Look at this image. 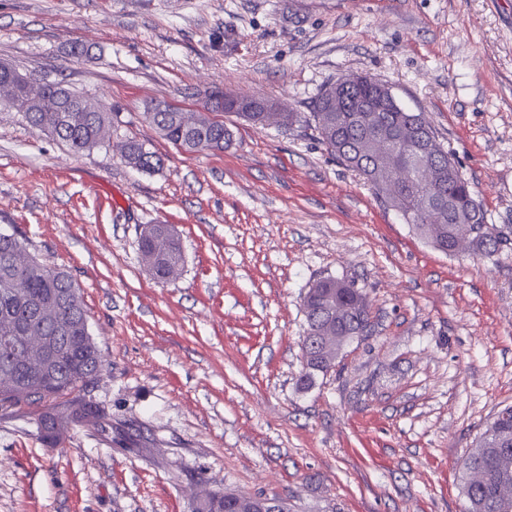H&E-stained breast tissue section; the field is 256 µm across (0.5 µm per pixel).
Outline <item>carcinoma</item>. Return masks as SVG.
I'll use <instances>...</instances> for the list:
<instances>
[{
    "label": "carcinoma",
    "mask_w": 512,
    "mask_h": 512,
    "mask_svg": "<svg viewBox=\"0 0 512 512\" xmlns=\"http://www.w3.org/2000/svg\"><path fill=\"white\" fill-rule=\"evenodd\" d=\"M348 86L347 95L361 112H338L336 101L327 97L336 84ZM379 81L367 75H349L324 85L312 101L311 112H239L237 116L256 126L275 122L288 127L306 123L314 127L318 139L336 160L368 182L377 198L393 208L425 239L444 253L454 252L469 232L468 247L475 254L497 257L512 247V237L485 221L471 184L462 175L453 154L437 141L430 122L422 112H413L400 101L379 97ZM75 94L60 82L38 86H15L0 71V104L52 98L67 104ZM162 103H150L144 112L165 140L185 152L224 151L229 129L224 121L204 112H167ZM31 126L65 142L76 152L106 143L112 132L113 113L24 112ZM382 127L416 150H431V179H411L402 175L401 152L375 139L371 127ZM120 158L129 166L143 165L146 172L163 165L161 156L135 137L126 138ZM139 250L147 268L159 282L171 280L183 265L179 238L168 224H148L140 234ZM309 336H345L351 342L371 331L367 297L354 283L326 277L304 296ZM59 335L55 348L58 375L45 380L37 371L46 348V337ZM24 337L16 351L4 337ZM339 354L322 345L309 352L308 364L300 376L301 385L310 386L316 375L335 366ZM105 359L93 338L80 290L61 267L43 264L32 254L25 239L0 233V409L32 410L53 427L43 431L52 445L61 443L70 424L105 431L106 413L84 400L81 392L103 371ZM462 494L466 512H512V406L501 409L475 439L462 461ZM253 512H289L283 499L258 497ZM196 512H232L226 494L209 493Z\"/></svg>",
    "instance_id": "1"
}]
</instances>
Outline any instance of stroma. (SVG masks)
<instances>
[{
    "label": "stroma",
    "mask_w": 512,
    "mask_h": 512,
    "mask_svg": "<svg viewBox=\"0 0 512 512\" xmlns=\"http://www.w3.org/2000/svg\"><path fill=\"white\" fill-rule=\"evenodd\" d=\"M0 61L115 113L111 144L78 154L0 106V232L79 285L106 359L84 395L112 419L53 447L0 410V512H195L212 490L464 512L462 460L512 405V254L434 248L306 124L227 113L231 146L188 153L143 112L214 86L305 112L367 74L426 113L512 231V0H0ZM129 136L163 167L123 163ZM158 222L184 254L168 283L138 246ZM328 276L363 289L372 331L305 388L302 300Z\"/></svg>",
    "instance_id": "obj_1"
}]
</instances>
